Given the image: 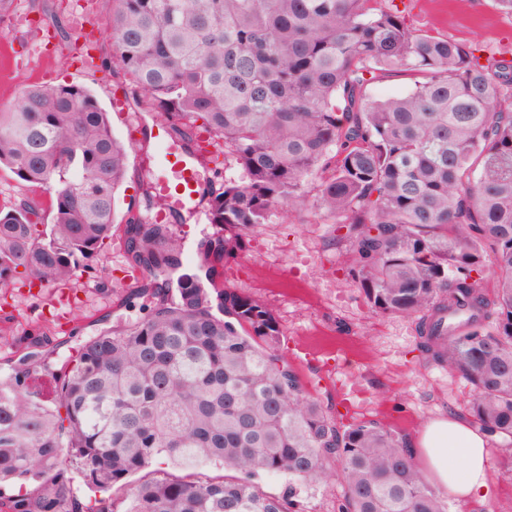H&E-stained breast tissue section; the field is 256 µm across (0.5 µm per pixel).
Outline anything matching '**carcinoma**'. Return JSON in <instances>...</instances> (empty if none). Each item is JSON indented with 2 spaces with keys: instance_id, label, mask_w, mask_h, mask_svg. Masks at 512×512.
Here are the masks:
<instances>
[{
  "instance_id": "obj_1",
  "label": "carcinoma",
  "mask_w": 512,
  "mask_h": 512,
  "mask_svg": "<svg viewBox=\"0 0 512 512\" xmlns=\"http://www.w3.org/2000/svg\"><path fill=\"white\" fill-rule=\"evenodd\" d=\"M80 1L105 9L136 105L242 178L208 190L212 227L192 260L150 190L128 212L139 317L60 364L54 318L0 336V484H36L0 496V512H306L292 484L263 492V474L333 475L336 512H448L406 436L332 416L278 350L276 316L217 278L273 212L332 220L348 285L377 314L416 318L427 362L471 385L473 421L512 437V59L483 63L478 44L413 29L378 0ZM396 76L407 92L375 96ZM128 157L82 85L31 84L0 110V169L50 193L47 210L0 208L1 298L20 280L105 285ZM205 461L228 475L198 476ZM147 468L126 499L77 493L78 480L107 491Z\"/></svg>"
}]
</instances>
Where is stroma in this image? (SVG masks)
I'll return each instance as SVG.
<instances>
[{"label":"stroma","instance_id":"stroma-1","mask_svg":"<svg viewBox=\"0 0 512 512\" xmlns=\"http://www.w3.org/2000/svg\"><path fill=\"white\" fill-rule=\"evenodd\" d=\"M407 23L458 41L482 42L496 51L512 47V17L499 12L493 0H394ZM56 15L68 31H80L91 58L81 61L78 53L62 57L52 51L49 71L41 69L42 44L28 40V23ZM9 45L14 56L12 88H0V108L14 104L21 89L40 82L78 84L87 87L100 107L112 115V132L130 145L125 181L118 193L116 223H123L129 207L142 199L148 177L167 175L166 154L171 138H143V130H156L151 113H140L141 129L132 131L113 114L114 99L124 100L127 113H138V90L102 63L109 50L110 29L104 15L77 25L60 0H37L27 21L0 25V45ZM334 226L313 217L282 221L272 215L248 239L246 250L229 261L226 285L238 293L266 304L275 313L281 329L280 351L302 374L309 393L339 421L374 418L393 426L408 439H415L424 425L444 415L449 408L464 406L470 388L448 369L425 363L418 348L416 321L403 316L373 313L360 294L347 285L348 258L332 245ZM105 263L109 287L97 289L86 283L79 297L85 317L71 338L54 334L59 356L71 347L111 327L119 320L138 317L137 309L125 307L128 289L117 287L129 273L120 246H113ZM0 310L9 314L7 323L14 335L30 330L35 313L51 316L56 306L34 304L22 292ZM512 445L497 442L491 450L488 481L490 495L485 503L450 501L449 512H512V464L507 457Z\"/></svg>","mask_w":512,"mask_h":512}]
</instances>
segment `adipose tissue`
Returning <instances> with one entry per match:
<instances>
[{"label":"adipose tissue","mask_w":512,"mask_h":512,"mask_svg":"<svg viewBox=\"0 0 512 512\" xmlns=\"http://www.w3.org/2000/svg\"><path fill=\"white\" fill-rule=\"evenodd\" d=\"M489 439L465 410L431 420L417 439L424 478L449 497L482 501L488 490Z\"/></svg>","instance_id":"1"}]
</instances>
